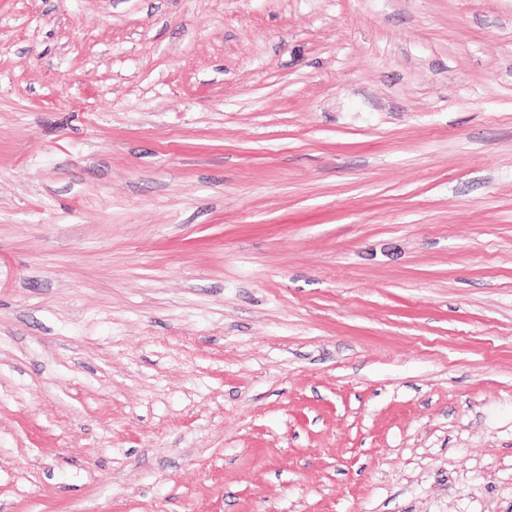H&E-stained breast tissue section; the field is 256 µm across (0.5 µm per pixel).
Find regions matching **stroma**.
<instances>
[{
    "instance_id": "obj_1",
    "label": "stroma",
    "mask_w": 512,
    "mask_h": 512,
    "mask_svg": "<svg viewBox=\"0 0 512 512\" xmlns=\"http://www.w3.org/2000/svg\"><path fill=\"white\" fill-rule=\"evenodd\" d=\"M0 512H512V0H0Z\"/></svg>"
}]
</instances>
